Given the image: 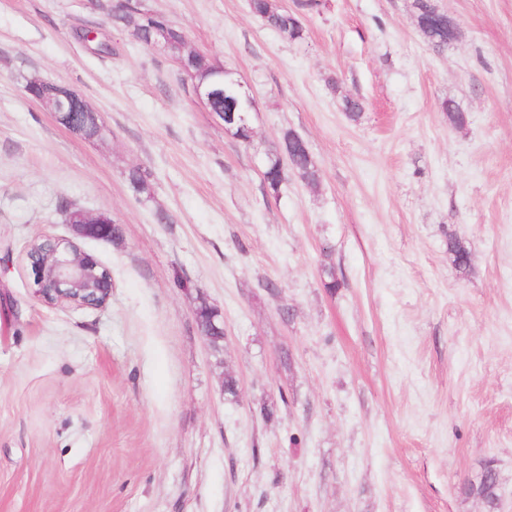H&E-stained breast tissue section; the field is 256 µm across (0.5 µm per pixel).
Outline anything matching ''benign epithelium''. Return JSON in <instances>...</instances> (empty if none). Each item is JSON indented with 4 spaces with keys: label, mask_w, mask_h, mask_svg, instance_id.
Masks as SVG:
<instances>
[{
    "label": "benign epithelium",
    "mask_w": 512,
    "mask_h": 512,
    "mask_svg": "<svg viewBox=\"0 0 512 512\" xmlns=\"http://www.w3.org/2000/svg\"><path fill=\"white\" fill-rule=\"evenodd\" d=\"M151 49L180 63L165 30L156 33ZM40 101L69 129L78 118L76 104H81L85 112L95 111L88 101L67 87L41 97ZM65 222L71 227L72 238H45L31 244L27 252L34 275L35 294L48 303L101 305L110 297L112 279L94 258L81 252L78 241L111 239L112 221L107 217L85 213L78 206L71 205L65 211Z\"/></svg>",
    "instance_id": "7a95c632"
}]
</instances>
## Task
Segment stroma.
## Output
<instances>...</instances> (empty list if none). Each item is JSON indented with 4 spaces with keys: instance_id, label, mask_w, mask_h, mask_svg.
I'll return each instance as SVG.
<instances>
[{
    "instance_id": "obj_1",
    "label": "stroma",
    "mask_w": 512,
    "mask_h": 512,
    "mask_svg": "<svg viewBox=\"0 0 512 512\" xmlns=\"http://www.w3.org/2000/svg\"><path fill=\"white\" fill-rule=\"evenodd\" d=\"M145 2L247 84L255 134L91 0H0V512H488L461 492L487 464L512 512V0H435L459 27L442 52L413 0H327L297 43L249 0ZM34 77L108 134L61 125ZM286 129L317 185L265 183ZM65 199L120 229L80 243L112 276L103 306L35 294L26 252L71 237ZM128 186L138 200H147L152 195V174L147 169L133 167L126 175Z\"/></svg>"
}]
</instances>
